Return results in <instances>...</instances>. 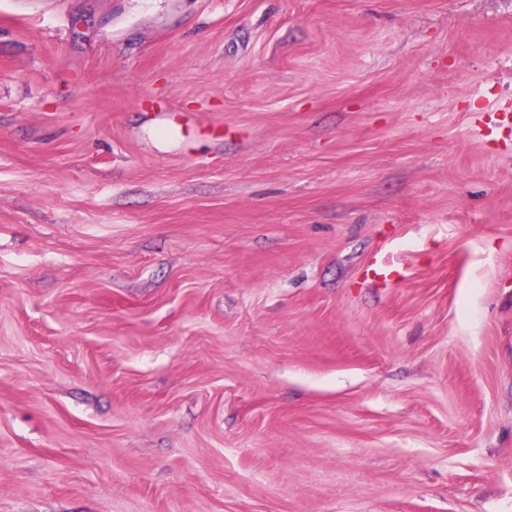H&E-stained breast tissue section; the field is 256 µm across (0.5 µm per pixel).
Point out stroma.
<instances>
[{
  "mask_svg": "<svg viewBox=\"0 0 512 512\" xmlns=\"http://www.w3.org/2000/svg\"><path fill=\"white\" fill-rule=\"evenodd\" d=\"M504 110L512 0H0V512H512Z\"/></svg>",
  "mask_w": 512,
  "mask_h": 512,
  "instance_id": "35a3bbf8",
  "label": "stroma"
}]
</instances>
